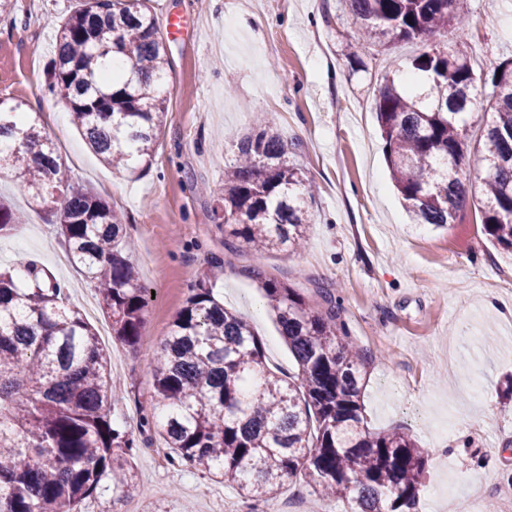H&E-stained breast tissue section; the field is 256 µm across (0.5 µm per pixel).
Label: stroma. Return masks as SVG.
Instances as JSON below:
<instances>
[{
  "mask_svg": "<svg viewBox=\"0 0 512 512\" xmlns=\"http://www.w3.org/2000/svg\"><path fill=\"white\" fill-rule=\"evenodd\" d=\"M477 96L492 90L512 58V0H466ZM76 0H11L0 15V99L39 114L74 182L124 213L139 282L155 297L135 346L118 342L93 285L71 265L53 212L32 211L12 171L0 168V195L25 218L0 236V267L20 256L41 262L87 301L83 315L112 354L113 416L138 432L135 477L123 493L103 488L79 512H243L237 491L202 471L172 465L154 433L151 357L164 342L192 281L209 277L218 298L260 335L266 363L282 376L296 364L279 339L249 268L297 288L315 310L331 287L354 343L370 351L362 406L375 431L399 430L429 450L419 512H448L432 486L484 492L474 512H497L512 487V254L485 234L467 207L445 228L412 223L391 185L375 115L378 76L406 63L419 44L391 51L356 41L342 0H151L166 35L167 112L149 167L118 173L85 145L66 107L48 91L56 26ZM366 64L351 71L345 47ZM288 143V158L317 187L306 247L294 253L229 252L213 209L236 143L264 113ZM281 512H338L340 501L313 484L287 483Z\"/></svg>",
  "mask_w": 512,
  "mask_h": 512,
  "instance_id": "obj_1",
  "label": "stroma"
}]
</instances>
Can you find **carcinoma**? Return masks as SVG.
I'll list each match as a JSON object with an SVG mask.
<instances>
[{
  "label": "carcinoma",
  "instance_id": "cac0c4a2",
  "mask_svg": "<svg viewBox=\"0 0 512 512\" xmlns=\"http://www.w3.org/2000/svg\"><path fill=\"white\" fill-rule=\"evenodd\" d=\"M150 0H78L57 30L48 91L117 172L148 166L162 132L169 60ZM358 40L386 49L417 40L406 69L385 68L375 97L391 179L417 224L445 228L477 206L485 233L512 253V59L492 78L483 135L468 138L476 78L464 0H344ZM126 57L125 74L102 81L100 59ZM21 104L0 111V162L34 201L52 198L71 264L95 284L112 331L136 345L146 289L130 260L123 214L74 186L54 145ZM274 116L237 144L224 171L228 237L258 253L296 252L308 240L311 182L288 160ZM474 152L485 177L463 172ZM24 217L0 200V235ZM0 273V512H72L102 483L132 481L133 433L111 417L110 355L66 302L65 287L35 260ZM280 336L297 365L285 380L266 365L261 339L203 280L152 358L154 414L170 462L234 484L251 512L291 479H311L347 512H407L428 452L402 432H375L359 404L366 360L332 292L323 311L257 268Z\"/></svg>",
  "mask_w": 512,
  "mask_h": 512
}]
</instances>
